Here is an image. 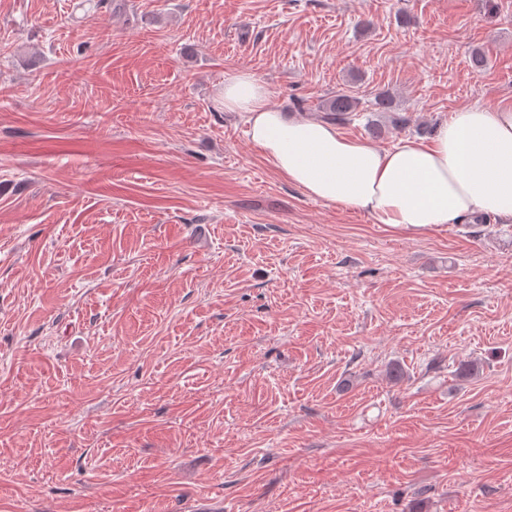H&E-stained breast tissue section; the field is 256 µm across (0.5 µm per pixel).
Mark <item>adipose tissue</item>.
Returning a JSON list of instances; mask_svg holds the SVG:
<instances>
[{"instance_id":"obj_1","label":"adipose tissue","mask_w":512,"mask_h":512,"mask_svg":"<svg viewBox=\"0 0 512 512\" xmlns=\"http://www.w3.org/2000/svg\"><path fill=\"white\" fill-rule=\"evenodd\" d=\"M217 100L243 114L252 145L313 199L407 235L476 216L512 221L511 102L461 108L430 140L383 149L331 122L281 112L247 71L225 74Z\"/></svg>"}]
</instances>
